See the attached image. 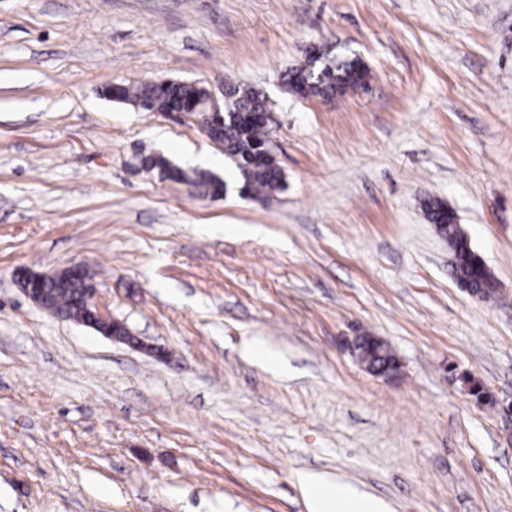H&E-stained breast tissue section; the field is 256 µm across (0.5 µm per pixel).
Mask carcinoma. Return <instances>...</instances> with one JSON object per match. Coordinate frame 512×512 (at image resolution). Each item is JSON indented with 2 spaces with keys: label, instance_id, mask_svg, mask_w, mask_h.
Instances as JSON below:
<instances>
[{
  "label": "carcinoma",
  "instance_id": "cac0c4a2",
  "mask_svg": "<svg viewBox=\"0 0 512 512\" xmlns=\"http://www.w3.org/2000/svg\"><path fill=\"white\" fill-rule=\"evenodd\" d=\"M368 74L358 57L331 55L327 45H313L306 55V62L285 76L288 92L300 98H334L355 89L365 82ZM105 97L128 101L146 112H193L203 119L213 142L220 145L226 157L239 171L244 188L258 197H268L282 190L285 176L272 155H263L269 142L268 125L254 114L265 112L267 102L262 94L250 86L234 83L224 85V107L218 112L201 109L208 97L205 86L183 81L144 83H110L104 90ZM143 168L158 171L161 178L181 183H192L212 196L224 192V181L205 171L192 173L173 165L160 154L143 155L139 159ZM429 220L437 225L448 238L456 262L452 274L458 281H466L479 290L485 299L496 297L498 283L484 261L470 247L467 234L456 222L455 215L438 202L425 204ZM88 271L76 279H62L49 285L45 307L68 319L82 315L84 308L81 289L91 287ZM369 369L384 367L396 361L388 348H382L363 357Z\"/></svg>",
  "mask_w": 512,
  "mask_h": 512
}]
</instances>
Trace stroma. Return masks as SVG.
Here are the masks:
<instances>
[{
	"label": "stroma",
	"mask_w": 512,
	"mask_h": 512,
	"mask_svg": "<svg viewBox=\"0 0 512 512\" xmlns=\"http://www.w3.org/2000/svg\"><path fill=\"white\" fill-rule=\"evenodd\" d=\"M314 43L364 86L287 92ZM162 79L262 91L285 189L139 168L224 154L194 114L100 95ZM436 200L496 299L453 279ZM72 262L153 352L16 277ZM368 334L397 376L352 355ZM511 402L512 0H0V512H310L305 474L388 512H512ZM143 168L152 171L157 170L162 179L181 183H192L202 188L206 194L218 196L224 192V181L218 176L205 171H188L173 165L167 158L160 154L142 155L139 159Z\"/></svg>",
	"instance_id": "obj_1"
}]
</instances>
